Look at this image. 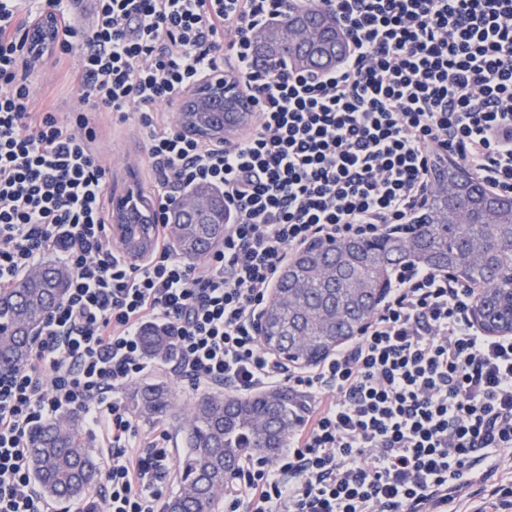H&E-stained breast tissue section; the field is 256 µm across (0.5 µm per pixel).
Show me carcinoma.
Instances as JSON below:
<instances>
[{
  "label": "carcinoma",
  "instance_id": "obj_1",
  "mask_svg": "<svg viewBox=\"0 0 512 512\" xmlns=\"http://www.w3.org/2000/svg\"><path fill=\"white\" fill-rule=\"evenodd\" d=\"M319 30L308 53L295 44L294 22L284 19L264 27L266 40L255 44L257 60L271 66L279 60L305 56L298 68L322 71L336 64L346 51V41L336 17L320 9L304 19ZM452 183L466 220L448 217L444 186ZM184 223L169 225L177 250L198 261L224 239V195L213 192L208 209L197 223L183 215ZM512 207H496L466 172L445 165L436 174V191L418 237L420 252L412 258L392 255V236L359 241V252L332 288L314 276L313 269L339 261L338 250L319 245L298 252L303 288L291 292L288 272L279 279L277 295L266 309L263 344L285 359L316 363L337 343L349 338V323L369 316L378 302L377 290L387 288L400 268L433 263L450 267L468 282H484L483 294L492 298L487 320L512 318V249L490 255L489 265L475 272L471 257L486 239L508 235ZM69 271L54 261H44L37 274L21 278L11 288L0 289V367L22 365L29 356L32 329L43 325L48 311L64 296ZM150 357L166 360L174 355L171 337L157 326L143 333ZM135 409L146 419L166 418L173 408V392L164 382L145 384L134 398ZM300 421V402L288 388L258 392L247 397L231 393H202L190 409L184 426L187 451L177 461L178 488L166 502L165 512H220L228 470L243 458L261 452L274 458L285 447L289 431ZM34 478L48 499L66 501L89 493L101 472V462L83 437L78 421L60 417L38 425L29 436Z\"/></svg>",
  "mask_w": 512,
  "mask_h": 512
}]
</instances>
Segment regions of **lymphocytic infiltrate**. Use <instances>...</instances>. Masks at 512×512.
<instances>
[{"instance_id":"f902f5d3","label":"lymphocytic infiltrate","mask_w":512,"mask_h":512,"mask_svg":"<svg viewBox=\"0 0 512 512\" xmlns=\"http://www.w3.org/2000/svg\"><path fill=\"white\" fill-rule=\"evenodd\" d=\"M292 3L97 0L85 29L65 0H0V288L49 257L71 272L27 361L0 368V512H53L29 434L65 414L107 453L97 512H164L172 433H140L122 398L149 368L151 324L191 391L285 387L304 403L285 448L225 484L224 512H512V335L477 327V289L404 269L364 334L307 369L256 324L292 255L409 223L440 164L512 194V0H307L336 15L343 61L257 67L256 32ZM44 14L77 57L64 116L37 109L40 61L24 52ZM213 70L252 101L234 141L189 137L166 113ZM100 112L137 118L158 225L181 191H223L220 247L190 262L162 235L147 262L126 260L106 222Z\"/></svg>"}]
</instances>
